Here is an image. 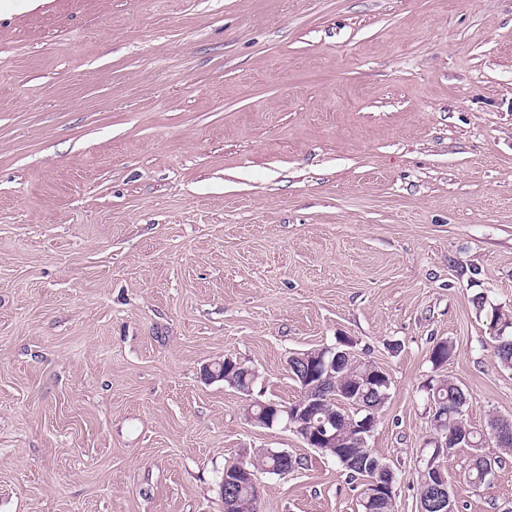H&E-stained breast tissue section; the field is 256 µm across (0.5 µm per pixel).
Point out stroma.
Returning a JSON list of instances; mask_svg holds the SVG:
<instances>
[{
	"label": "stroma",
	"instance_id": "35a3bbf8",
	"mask_svg": "<svg viewBox=\"0 0 512 512\" xmlns=\"http://www.w3.org/2000/svg\"><path fill=\"white\" fill-rule=\"evenodd\" d=\"M489 306L512 311V0L0 5V512H357L334 460L249 423L292 353L346 337L385 370L368 445L418 512L425 389L512 419ZM455 353L434 367V342ZM233 358L252 394L200 378ZM448 463L459 512L512 507ZM278 451L269 452V450L266 451H258L253 452L251 455L250 453L246 456L245 460L242 458L237 460L236 462L228 465L224 468V482L222 483V494L224 498V487L227 488V490H231L234 492L235 486L244 485L245 483H248L252 486H255L257 488L258 483L257 480L254 478L252 473H257L260 470H263L265 473L268 474H275L279 475L277 472V467L280 463L279 455H277ZM240 465H244L246 467H242L236 470ZM251 469V470H250ZM231 470V471H226ZM254 470V472L252 471ZM226 471V472H225ZM235 499L237 501V511L238 512H257V498L254 494V492L250 488H243V489H236L234 492ZM231 498L230 494L226 498H224V512H233L232 511V505L230 504Z\"/></svg>",
	"mask_w": 512,
	"mask_h": 512
}]
</instances>
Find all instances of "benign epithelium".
Listing matches in <instances>:
<instances>
[{
    "label": "benign epithelium",
    "mask_w": 512,
    "mask_h": 512,
    "mask_svg": "<svg viewBox=\"0 0 512 512\" xmlns=\"http://www.w3.org/2000/svg\"><path fill=\"white\" fill-rule=\"evenodd\" d=\"M291 364L297 368L301 375V396L298 400L289 406H279L278 402L270 400L267 402H258L262 413L259 415H251L248 421L256 425L266 428L281 427L295 433L306 447L313 450H321L323 448H347L349 445L362 446L365 443V437L371 434V424L369 419L365 418L361 421V425L357 426V432L352 436V442L344 441L338 430L336 429V420L327 419L325 421L314 420L315 407L324 401V393L321 388V376L327 374L333 375L336 371V347L323 346L308 350L303 354H294L289 358ZM238 369L241 367L240 362H236L231 358H225L222 361L214 362L205 367L204 377L209 381L224 379V367ZM372 388V384L368 383V379L356 380V385L351 387L349 391H342L336 396V400L342 406H356L358 409H364L360 402L364 401L367 392L364 388ZM427 446L433 448L428 452L421 449L419 456V471L422 473H431L434 485L442 491L444 501L448 502V510H453V502L448 488V477L444 471L435 465L436 459L439 457L438 449L448 446V441L441 440L436 435L429 439ZM258 486L257 480L252 474V470L242 467L236 471L224 472V482L222 486L229 490L244 484ZM383 497L388 499V504L394 503L392 487L387 486L378 480H372V483L364 488L361 503L369 507L375 499Z\"/></svg>",
    "instance_id": "benign-epithelium-1"
}]
</instances>
